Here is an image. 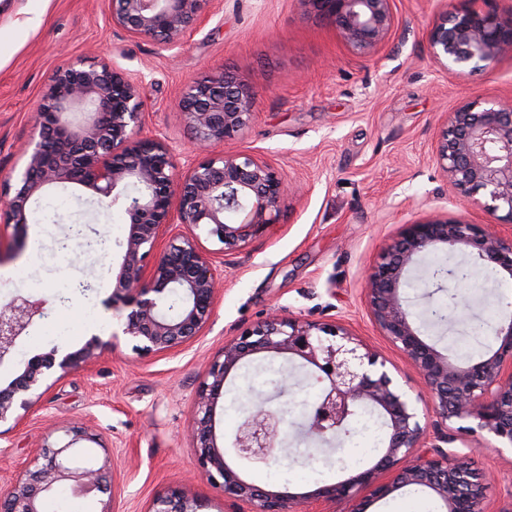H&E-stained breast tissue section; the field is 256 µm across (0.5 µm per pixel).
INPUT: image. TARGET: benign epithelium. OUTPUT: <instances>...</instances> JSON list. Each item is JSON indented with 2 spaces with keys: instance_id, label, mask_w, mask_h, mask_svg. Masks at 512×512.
<instances>
[{
  "instance_id": "obj_1",
  "label": "benign epithelium",
  "mask_w": 512,
  "mask_h": 512,
  "mask_svg": "<svg viewBox=\"0 0 512 512\" xmlns=\"http://www.w3.org/2000/svg\"><path fill=\"white\" fill-rule=\"evenodd\" d=\"M212 0H110L112 25L132 38L149 37L172 47L208 17ZM333 25L348 47L368 55L391 37L393 0H304ZM433 59L447 72H482L512 53V11L462 9L437 23L429 36ZM252 86L223 72L187 84L181 110L201 158L178 170L173 148L161 137L140 135L144 122L135 80L106 65L82 60L58 66L35 116L37 137L26 146L13 196L0 201L5 224L22 232L35 197L59 184L93 190L120 203L129 230L112 303L129 309L122 333L145 353L171 354L192 342L210 322L216 290L224 277L214 253L228 258L274 223L290 193L285 176L268 160L216 147L243 135L256 109ZM436 159L448 191L480 209L483 224L446 215L406 225L368 267L365 301L384 338L408 359L424 382L437 417L435 454H416L425 436L417 409L393 381L385 362L347 329L305 321L275 310L224 343L194 396L190 437L199 474L224 496L245 502L249 512H297L311 499L349 500L350 512L408 487L432 492L442 512H489L486 476L467 453L450 454L438 443L459 436L488 435L512 449V314L491 330L498 347L472 363H459L427 342L401 296L411 267L437 248L461 252L475 264L512 277V102L471 100L448 114L436 144ZM182 230L176 232L173 226ZM220 245L213 251L203 241ZM459 306L465 277L455 271L436 278ZM181 290L176 315L161 308L165 293ZM38 302L16 298L0 304V359L35 316ZM101 347L98 337L82 348H57L30 360L0 390V437L15 429L58 380L82 367ZM261 354L286 355L321 384L308 413L306 433L321 442L337 436L360 406L377 410L388 436L384 454L370 468L341 467L344 478L313 493L294 496L243 478L226 455L266 462L284 430L272 399L257 400L240 419L227 450L217 444L215 410L231 373ZM96 434L79 425L57 426L27 466L0 486V512H43L56 487L83 495L111 494L107 463L94 452ZM367 492L366 499L356 500ZM148 512H205V504L180 490L153 500Z\"/></svg>"
}]
</instances>
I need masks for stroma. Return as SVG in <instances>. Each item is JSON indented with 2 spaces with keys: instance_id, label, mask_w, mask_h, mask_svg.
<instances>
[{
  "instance_id": "35a3bbf8",
  "label": "stroma",
  "mask_w": 512,
  "mask_h": 512,
  "mask_svg": "<svg viewBox=\"0 0 512 512\" xmlns=\"http://www.w3.org/2000/svg\"><path fill=\"white\" fill-rule=\"evenodd\" d=\"M469 7L512 10V0H394L396 28L370 55L351 53L335 29L303 0H214L207 21L167 49L113 26L109 0H8L0 6V197L13 195L21 150L35 133L34 116L63 62L116 66L136 78L145 112L142 136L162 137L188 156L191 134L180 109L191 80L228 72L253 85L256 111L246 133L225 150L271 161L293 191L274 224L224 268L210 324L171 355L137 351L120 329L127 311L112 289L128 234L123 209L76 185L51 189L28 215L23 246L0 228V303L17 296L44 301L46 314L0 362V389L34 356L72 352L91 336L104 343L88 369L60 379L16 430L0 439V483L23 468L54 425L84 424L97 434L111 466L112 491L73 496L60 486L45 512H148L154 498L182 489L211 512H248L203 479L186 430L193 398L225 340L261 321L272 308L347 328L375 351L410 396L422 422L435 420L424 384L404 354L374 325L363 275L404 225L438 212L481 224L484 214L449 193L435 145L449 112L467 101L512 100V55L475 75H448L430 53L429 34L446 14ZM469 298L495 323L512 310V279L471 266ZM273 372L228 378L215 415L217 443L229 447L240 420L231 403L271 398L284 419L286 456L233 460L247 480L278 489L272 475L296 472L289 491L307 492L341 479L352 459L360 468L381 456L358 423L329 443L301 434L299 424L319 391L315 377L278 355ZM473 468L494 472L484 494L491 512H512V450L491 439ZM428 491L401 490L369 512H441Z\"/></svg>"
}]
</instances>
